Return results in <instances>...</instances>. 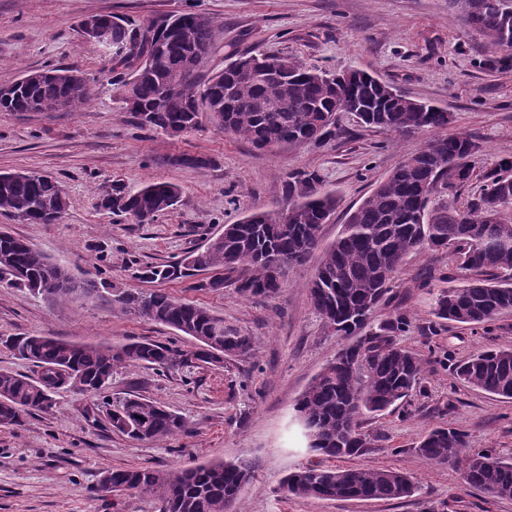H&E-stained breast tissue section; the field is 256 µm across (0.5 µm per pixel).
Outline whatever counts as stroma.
I'll list each match as a JSON object with an SVG mask.
<instances>
[{
  "mask_svg": "<svg viewBox=\"0 0 512 512\" xmlns=\"http://www.w3.org/2000/svg\"><path fill=\"white\" fill-rule=\"evenodd\" d=\"M178 12L203 14L214 24L207 73L245 52L289 56L328 69H364L445 108L452 115L449 133L467 132L480 144L470 159L476 179L452 195L459 208L480 197V172L512 159V69L486 65L482 40L464 28L448 0H0V87L55 65L97 80L90 100L74 110L0 112V172L49 174L69 198L60 223H21L0 213V226L79 279L164 290L207 307L254 339L249 355L221 366H138L113 375L110 394L133 391L186 419L188 433L168 440L136 443L113 432L104 417L86 415L89 398L65 388L50 412L27 416L19 427H0V512H160L147 496L99 493L102 473L241 458L252 461L253 472L233 512H512V499L467 488L458 470L427 464L414 451L426 431L443 426L463 429L470 451L512 458V399L460 384L452 372L454 363L477 351L512 347V314L487 325L437 324L436 295L471 277L450 252L407 255L369 325L374 331L405 315L410 326L397 340L427 362L407 404L363 424L377 442L355 465H388L418 486L414 496L391 501L296 498L280 488L308 460L292 407L349 343L329 331L310 303L308 285L319 255L290 266L272 298L244 297L230 280L220 290L208 289L205 271L163 283L138 277V267L204 250L225 225L247 214L287 210L288 177L303 170L318 171L339 199L320 232L322 245H330L347 211L430 139L366 127L352 112L338 113L336 137L327 144L264 150L208 122L180 136L140 129L118 99L110 53L86 39L77 24L94 14L143 23ZM183 153L210 155L215 164H172ZM153 180L183 189L177 206L155 223L138 224L97 206L114 186ZM40 332L83 343L147 338L189 346L172 329L107 302L66 296L47 301L0 287V336Z\"/></svg>",
  "mask_w": 512,
  "mask_h": 512,
  "instance_id": "1",
  "label": "stroma"
}]
</instances>
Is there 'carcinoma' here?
<instances>
[{
  "instance_id": "obj_1",
  "label": "carcinoma",
  "mask_w": 512,
  "mask_h": 512,
  "mask_svg": "<svg viewBox=\"0 0 512 512\" xmlns=\"http://www.w3.org/2000/svg\"><path fill=\"white\" fill-rule=\"evenodd\" d=\"M462 24L483 39L492 68L512 67V0H449ZM112 44V72L120 76L123 93L133 92L129 109L145 130L192 133L202 117L226 134L249 141L257 149L280 143L322 144L336 137V108L343 101L363 110L368 126L398 135L432 134L430 142L379 182L349 212L342 230L324 250L316 275L308 286L312 306L330 330L351 336L362 330L390 290L404 258L411 252L447 249L460 266L474 272L467 284L441 291L434 315L440 320L478 325L512 312V160L502 159L482 174L481 197L468 209L445 199L435 206L430 197L453 192L473 177L471 156L478 144L468 134H444L452 117L443 109L422 112L410 99L380 102L376 77L361 70L336 73L277 56L253 55L257 67L275 59L287 71L274 78L260 74L242 82L233 69L237 56L222 71L206 76L199 55L212 51V21L195 12H180L144 27L107 14ZM68 66L26 72L0 92L1 112H54L76 108L91 95L92 80L81 74L74 88ZM174 164L207 168L206 154H181ZM294 220L285 222L274 212H255L236 224L203 251H191L167 264L147 265L140 277L152 281L189 278L201 271L222 269L234 277L246 297H273L282 284L270 277L271 264L283 260L301 264L318 249L321 225L336 210V195L324 189L321 175L300 171L286 184ZM181 189L172 182H150L136 189L115 186L107 204L98 207L130 218L143 211L154 223L177 205ZM68 206L62 183L35 171L0 174V212L18 220L51 224ZM0 285L25 288L47 300L68 294L86 299L99 290L115 291L121 311L164 325L196 342L195 349L148 339L122 345L79 343L49 334L1 337L15 358L38 368L30 378L0 370V426H19L35 412H48L55 394L69 388L98 396L112 384L120 368L138 365L166 369L174 365L219 363L252 350V337L224 325L209 309L184 302L162 290H117L109 282L97 287L78 280L31 242L0 230ZM409 327L404 315L383 322L378 331L328 361L311 379L294 405L296 420L311 451L321 461L291 473L282 482L287 496L298 498L390 501L416 491L403 472L388 467L329 465L327 461L362 456L372 447L362 429L367 414L385 411L411 397L422 380V356L395 341V333ZM464 383L512 399V348L471 354L455 365ZM112 431L135 442L160 441L185 433L184 418L150 400L126 393L95 407ZM466 433L436 427L415 446L428 464L453 465L461 470L466 487L487 495L512 498V461L483 452L466 451ZM244 460L213 461L187 468L133 467L108 470L100 481L112 491H132L161 503V512H227L249 481Z\"/></svg>"
}]
</instances>
